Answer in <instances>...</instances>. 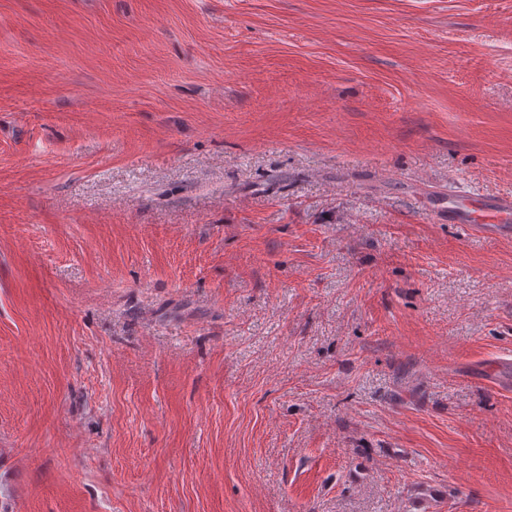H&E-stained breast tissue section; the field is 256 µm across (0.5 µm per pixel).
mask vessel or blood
<instances>
[{
  "label": "vessel or blood",
  "mask_w": 512,
  "mask_h": 512,
  "mask_svg": "<svg viewBox=\"0 0 512 512\" xmlns=\"http://www.w3.org/2000/svg\"><path fill=\"white\" fill-rule=\"evenodd\" d=\"M435 218L483 236L512 237V195L489 198L465 193L435 195L430 203Z\"/></svg>",
  "instance_id": "obj_1"
}]
</instances>
